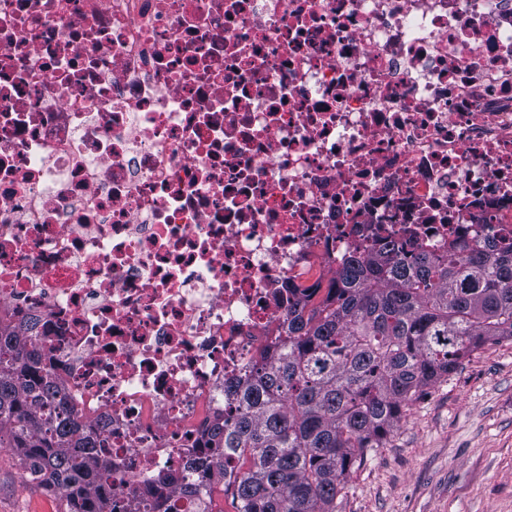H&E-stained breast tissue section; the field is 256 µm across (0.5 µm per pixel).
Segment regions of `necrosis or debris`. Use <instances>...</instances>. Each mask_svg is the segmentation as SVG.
Masks as SVG:
<instances>
[{
    "label": "necrosis or debris",
    "instance_id": "1",
    "mask_svg": "<svg viewBox=\"0 0 512 512\" xmlns=\"http://www.w3.org/2000/svg\"><path fill=\"white\" fill-rule=\"evenodd\" d=\"M512 245V0H0V321L112 495L216 475L296 291Z\"/></svg>",
    "mask_w": 512,
    "mask_h": 512
}]
</instances>
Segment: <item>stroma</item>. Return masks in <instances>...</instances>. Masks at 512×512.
I'll use <instances>...</instances> for the list:
<instances>
[{
    "label": "stroma",
    "instance_id": "stroma-1",
    "mask_svg": "<svg viewBox=\"0 0 512 512\" xmlns=\"http://www.w3.org/2000/svg\"><path fill=\"white\" fill-rule=\"evenodd\" d=\"M64 509L0 446V512ZM336 512H512V340L474 351L410 402Z\"/></svg>",
    "mask_w": 512,
    "mask_h": 512
}]
</instances>
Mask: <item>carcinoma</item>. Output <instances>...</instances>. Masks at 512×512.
Masks as SVG:
<instances>
[{
    "label": "carcinoma",
    "instance_id": "obj_1",
    "mask_svg": "<svg viewBox=\"0 0 512 512\" xmlns=\"http://www.w3.org/2000/svg\"><path fill=\"white\" fill-rule=\"evenodd\" d=\"M281 339L230 386L232 419L207 444L219 478L181 493L198 512H335L353 467L381 447L404 408L471 352L512 340V247L433 257L380 251L338 270L325 299L299 306ZM18 450L32 480L66 512H160L153 496L112 507V462L35 358L0 324V445Z\"/></svg>",
    "mask_w": 512,
    "mask_h": 512
}]
</instances>
